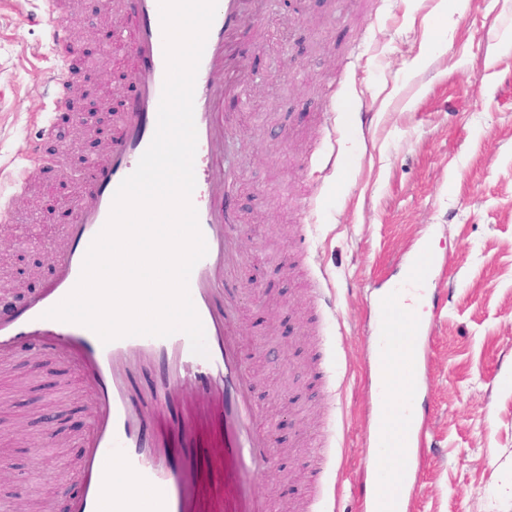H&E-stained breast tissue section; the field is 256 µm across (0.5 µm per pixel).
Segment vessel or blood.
I'll return each instance as SVG.
<instances>
[{
    "instance_id": "obj_1",
    "label": "vessel or blood",
    "mask_w": 512,
    "mask_h": 512,
    "mask_svg": "<svg viewBox=\"0 0 512 512\" xmlns=\"http://www.w3.org/2000/svg\"><path fill=\"white\" fill-rule=\"evenodd\" d=\"M272 0H218L195 81L196 187L191 203L208 252L193 268L188 289L203 324L207 355L192 352L188 337L128 336L102 343L90 328L46 318L78 283L85 255L105 226L114 195L136 168L157 126L166 75L159 0H123V25L112 48L129 55L136 93L114 119L106 153L90 163L67 202L66 245L39 295L13 313L0 315V356L21 349L56 354L75 363L95 390L93 428L84 441L80 466L83 491L70 512H141L138 494L119 489L129 480L150 492L155 512H270L254 491L256 468L268 462L271 434L253 401L256 382L240 355L238 304L244 270L233 232L235 169L230 161L239 136L223 117L225 98L245 99L258 76L239 44L255 38ZM72 0H47L46 38L58 50L45 70V110L32 157L56 172L65 151L42 154L43 139L55 136L56 115L66 110L74 76L64 48L75 47L81 30L70 24ZM379 341L394 357L379 386L376 445L387 467L408 473L418 467L422 446L407 405L423 362L421 344L432 323L416 320L392 300L379 306ZM149 372V392L133 388L134 375ZM405 485L384 482L367 493L368 512H404Z\"/></svg>"
}]
</instances>
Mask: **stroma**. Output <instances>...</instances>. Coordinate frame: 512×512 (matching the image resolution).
Instances as JSON below:
<instances>
[{"instance_id":"35a3bbf8","label":"stroma","mask_w":512,"mask_h":512,"mask_svg":"<svg viewBox=\"0 0 512 512\" xmlns=\"http://www.w3.org/2000/svg\"><path fill=\"white\" fill-rule=\"evenodd\" d=\"M306 0L275 8L251 70L277 76L247 103H224L238 130L234 195L244 264L267 270L263 302L243 296L238 324L258 382L261 424L276 422V467L257 493L274 512H364L377 399L371 376L383 292L429 243L423 318L436 323L413 396L424 446L411 512H512V0ZM91 20L77 45L100 47L118 17L77 0ZM44 0H0V208L49 230L34 273L0 274L26 296L64 243L56 185L10 204L44 102ZM39 372H31L32 364ZM93 393L58 356L0 357V434L16 455L0 473V512L30 500L66 512Z\"/></svg>"}]
</instances>
